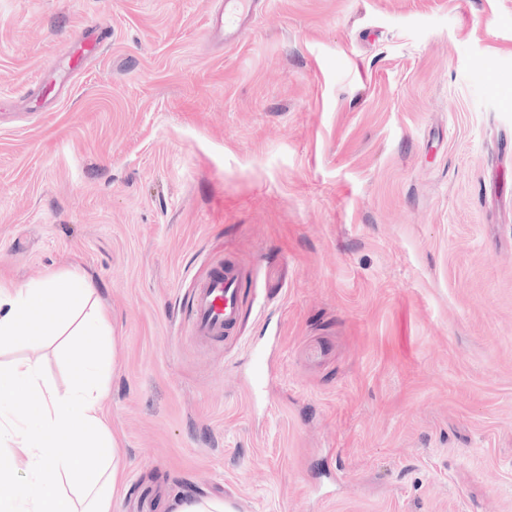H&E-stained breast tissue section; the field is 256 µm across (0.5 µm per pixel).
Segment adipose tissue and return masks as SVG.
I'll return each mask as SVG.
<instances>
[{
    "label": "adipose tissue",
    "mask_w": 512,
    "mask_h": 512,
    "mask_svg": "<svg viewBox=\"0 0 512 512\" xmlns=\"http://www.w3.org/2000/svg\"><path fill=\"white\" fill-rule=\"evenodd\" d=\"M112 321L92 276L76 267L27 287L0 279V346L62 337L70 383L41 364H0V512H112L121 444L104 404Z\"/></svg>",
    "instance_id": "adipose-tissue-1"
}]
</instances>
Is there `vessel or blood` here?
I'll return each mask as SVG.
<instances>
[{"label": "vessel or blood", "instance_id": "obj_1", "mask_svg": "<svg viewBox=\"0 0 512 512\" xmlns=\"http://www.w3.org/2000/svg\"><path fill=\"white\" fill-rule=\"evenodd\" d=\"M259 0H224L223 7L212 17L210 27L222 33L226 42L236 41L246 29ZM241 277L236 268L215 265L210 276L193 292L190 323L195 336L218 337L237 321Z\"/></svg>", "mask_w": 512, "mask_h": 512}]
</instances>
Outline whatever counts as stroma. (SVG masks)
I'll return each instance as SVG.
<instances>
[{"label":"stroma","mask_w":512,"mask_h":512,"mask_svg":"<svg viewBox=\"0 0 512 512\" xmlns=\"http://www.w3.org/2000/svg\"><path fill=\"white\" fill-rule=\"evenodd\" d=\"M223 2L0 0V278L101 289L112 512H512V0H266L232 44ZM241 277L236 268L214 266L210 276L193 292L190 323L195 336H224L237 321ZM224 500L218 498L189 497L177 503L173 512H226Z\"/></svg>","instance_id":"stroma-1"}]
</instances>
